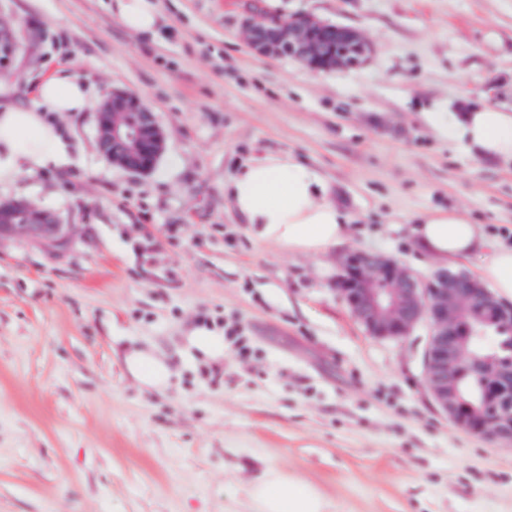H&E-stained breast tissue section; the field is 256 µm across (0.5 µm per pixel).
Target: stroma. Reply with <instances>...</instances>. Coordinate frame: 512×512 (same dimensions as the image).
<instances>
[{
    "label": "stroma",
    "mask_w": 512,
    "mask_h": 512,
    "mask_svg": "<svg viewBox=\"0 0 512 512\" xmlns=\"http://www.w3.org/2000/svg\"><path fill=\"white\" fill-rule=\"evenodd\" d=\"M248 0H158L154 34L110 0H0L20 48L0 83L15 103L66 67L139 97L166 156L139 175L107 160L93 109L58 119L76 163L21 174L0 199L53 211L48 249L0 241V512H251L269 467L314 485L330 512H512V442L468 433L434 404L427 323L369 336L345 304L343 259L381 254L421 280L477 276L417 250L410 218L455 208L512 244V162L441 135L430 112L512 107V0H260L358 30L357 67L317 72L249 46ZM292 154L326 180L351 234L320 255L252 236L224 196L241 161ZM176 154L180 167L166 158ZM237 330L224 357L188 350ZM154 350L157 392L122 356ZM188 348L201 353L208 359L224 357V336L212 335L206 330H199L187 338Z\"/></svg>",
    "instance_id": "35a3bbf8"
}]
</instances>
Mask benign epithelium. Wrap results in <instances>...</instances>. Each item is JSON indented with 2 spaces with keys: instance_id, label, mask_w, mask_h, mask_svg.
I'll list each match as a JSON object with an SVG mask.
<instances>
[{
  "instance_id": "1",
  "label": "benign epithelium",
  "mask_w": 512,
  "mask_h": 512,
  "mask_svg": "<svg viewBox=\"0 0 512 512\" xmlns=\"http://www.w3.org/2000/svg\"><path fill=\"white\" fill-rule=\"evenodd\" d=\"M250 47L262 56H288L316 71L362 64L369 46L352 28L304 14L286 19L253 10L243 22ZM19 45L10 26H0V67ZM97 146L122 168L151 172L165 148V133L135 96L114 92L96 111ZM23 236L49 244L65 238L57 215L26 200L0 201V239ZM344 300L367 333L377 338L408 335L421 321L430 326L425 369L439 408L463 430L495 442L512 441V359L487 354L473 338L489 335L512 305L498 300L467 274L443 271L424 282L383 256L354 253L346 259ZM474 379L476 402L463 400L460 382Z\"/></svg>"
}]
</instances>
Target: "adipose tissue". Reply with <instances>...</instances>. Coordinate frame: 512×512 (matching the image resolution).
Here are the masks:
<instances>
[{"label": "adipose tissue", "mask_w": 512, "mask_h": 512, "mask_svg": "<svg viewBox=\"0 0 512 512\" xmlns=\"http://www.w3.org/2000/svg\"><path fill=\"white\" fill-rule=\"evenodd\" d=\"M112 13L137 33L154 32L162 21L155 0H112ZM36 97L29 106L0 102V183L13 182L24 171L63 172L73 162L70 143L50 117L86 111L91 87L61 69L39 84ZM427 119L439 133L484 158L512 161V111L468 106L452 116L431 112ZM224 193L257 238L290 252L317 255L347 239V217L330 198L323 177L291 155L242 163ZM409 233L418 247L439 259L483 255L480 279L497 297L512 299V246L490 245L481 227L459 210L418 216ZM124 365L146 388L162 390L170 384V368L154 351L131 350ZM249 496L254 512H328L314 486L273 467L251 484Z\"/></svg>", "instance_id": "adipose-tissue-1"}]
</instances>
